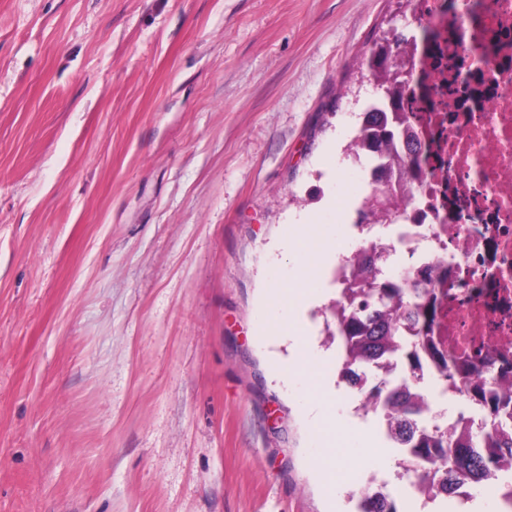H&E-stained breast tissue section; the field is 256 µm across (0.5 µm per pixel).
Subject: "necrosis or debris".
Listing matches in <instances>:
<instances>
[{
	"label": "necrosis or debris",
	"instance_id": "1",
	"mask_svg": "<svg viewBox=\"0 0 512 512\" xmlns=\"http://www.w3.org/2000/svg\"><path fill=\"white\" fill-rule=\"evenodd\" d=\"M425 19L415 65L427 68L432 109L402 123L397 149L421 140L430 154L425 175L412 182L401 216L385 242L401 258L393 273L421 281L427 295L450 289L430 334L447 356L440 367L419 349L416 369L386 358L369 363L362 388L375 375L420 394L460 399L462 365L487 354L512 362V0H413ZM455 382L443 383L441 370ZM458 437H481L483 447L512 433V418L490 424L481 412H459L448 423Z\"/></svg>",
	"mask_w": 512,
	"mask_h": 512
}]
</instances>
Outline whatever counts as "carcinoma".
I'll list each match as a JSON object with an SVG mask.
<instances>
[{
  "instance_id": "obj_1",
  "label": "carcinoma",
  "mask_w": 512,
  "mask_h": 512,
  "mask_svg": "<svg viewBox=\"0 0 512 512\" xmlns=\"http://www.w3.org/2000/svg\"><path fill=\"white\" fill-rule=\"evenodd\" d=\"M411 43L412 39L407 38L390 52L378 44L369 54L368 68L396 122L403 119V100L409 89L397 79L395 68L406 64ZM364 118L367 125L381 128V133L375 135L372 148L380 154L394 149L396 132L392 127L384 129L386 112H366ZM420 155L421 151L415 148L402 157L403 174L409 182L418 176ZM383 193L382 199L370 194L358 210L359 223L394 224L398 221L401 187L385 188ZM379 259V253L365 250L353 255L349 261L353 268L352 276L342 281V295L347 302L338 300L332 307L336 332L346 345L342 375L353 387L361 381L358 366L376 362L388 354L404 351L411 363L418 365L416 350L425 340L421 333L430 329L437 318L434 301L426 304L417 302L420 288L384 278L380 271L374 269ZM403 324L416 332L405 346L399 336ZM493 371V359L490 357L485 356L472 363L466 375L464 395L480 408L486 418L495 421L502 409L512 404V386L501 392L487 389ZM362 394L370 400L384 403L394 440L411 456L421 460L434 457L446 464L445 476L438 490L441 496H454L455 486L459 483L473 485L491 479L497 473L499 457L512 455V436L505 439L499 451L487 455L480 454L473 444L462 442L446 431L437 430L431 437H417L421 398L399 388H389L386 380L362 391ZM358 512H398V509L390 494L373 495L362 491Z\"/></svg>"
}]
</instances>
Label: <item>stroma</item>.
Instances as JSON below:
<instances>
[{
  "mask_svg": "<svg viewBox=\"0 0 512 512\" xmlns=\"http://www.w3.org/2000/svg\"><path fill=\"white\" fill-rule=\"evenodd\" d=\"M390 28L422 25L405 0H0V512H355L367 469L399 512H496L483 483L398 492L325 331Z\"/></svg>",
  "mask_w": 512,
  "mask_h": 512,
  "instance_id": "obj_1",
  "label": "stroma"
}]
</instances>
